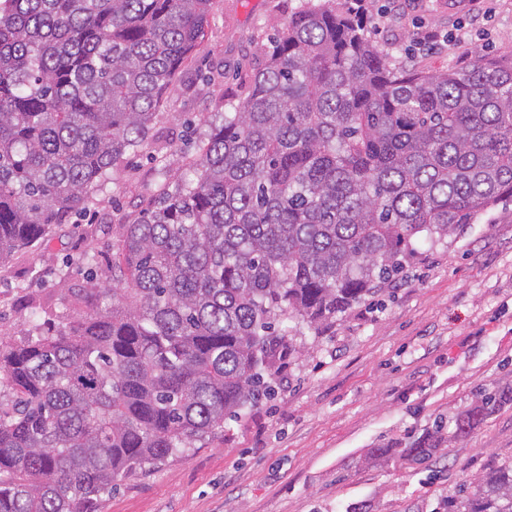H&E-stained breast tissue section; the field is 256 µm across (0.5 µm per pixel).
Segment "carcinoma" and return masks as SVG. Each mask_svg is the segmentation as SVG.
<instances>
[{"instance_id":"carcinoma-1","label":"carcinoma","mask_w":512,"mask_h":512,"mask_svg":"<svg viewBox=\"0 0 512 512\" xmlns=\"http://www.w3.org/2000/svg\"><path fill=\"white\" fill-rule=\"evenodd\" d=\"M211 0H0V264L44 241L149 137ZM249 92L205 120L112 254V305L0 348V512H98L112 483L187 457L275 394L318 331L512 198V64L395 69L361 17L296 11ZM512 386L403 450L468 437ZM448 512H512V462Z\"/></svg>"}]
</instances>
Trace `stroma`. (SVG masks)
Instances as JSON below:
<instances>
[{"instance_id":"35a3bbf8","label":"stroma","mask_w":512,"mask_h":512,"mask_svg":"<svg viewBox=\"0 0 512 512\" xmlns=\"http://www.w3.org/2000/svg\"><path fill=\"white\" fill-rule=\"evenodd\" d=\"M305 0H213L206 37L164 95L147 141L94 187L83 213L0 266V343L93 314L73 290L107 287L112 248L162 182L201 152L206 116L245 95L275 27ZM367 35L395 67L446 71L512 61V0H361ZM445 42L421 46L414 31ZM399 288L297 335L273 400L224 424L191 456L125 476L99 512H447L460 484L512 460V407L416 465L400 452L468 408L477 387L512 385V200L442 244L419 246Z\"/></svg>"}]
</instances>
